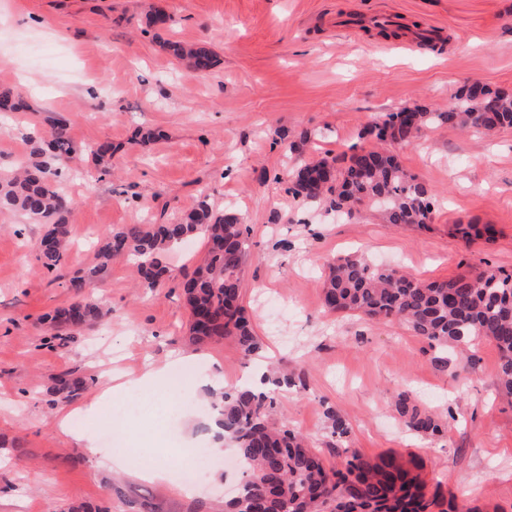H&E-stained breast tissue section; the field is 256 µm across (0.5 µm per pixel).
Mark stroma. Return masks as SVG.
Returning a JSON list of instances; mask_svg holds the SVG:
<instances>
[{
  "label": "stroma",
  "mask_w": 512,
  "mask_h": 512,
  "mask_svg": "<svg viewBox=\"0 0 512 512\" xmlns=\"http://www.w3.org/2000/svg\"><path fill=\"white\" fill-rule=\"evenodd\" d=\"M158 4L171 22L147 27ZM344 11L392 12L409 28L433 29L443 45L409 51L397 38L337 31ZM165 39L208 43L218 63L191 71L162 48ZM473 81L512 94V0H0V87L22 91L31 106L0 132V166L24 160L30 127L52 117L67 119L75 140L117 148L105 178L63 180L72 245L59 271L37 256L41 225L0 213V512H63L79 502L106 512H216L224 489L239 484V473L214 468L187 494L178 480L139 478L133 463L104 470L57 430L46 394L61 373L94 375L96 360L126 380L187 349L180 288L140 287L123 257L88 288L111 312L107 329L72 332L63 346L40 319L70 301L66 279L93 265L105 231L167 223L203 199L246 218L243 304L263 348L248 355L228 339L202 345L163 401L133 416L113 407L132 447L186 457L202 428L175 443L151 416L175 415L182 429L202 420L208 390L197 381L209 359L222 362L228 387L250 385L271 361L305 376L279 391L273 418L308 435L328 467L345 457L330 438L331 407L364 457L417 456L428 488L461 506L512 512V397L498 389L497 347H476L466 371L453 359L440 364L439 351L399 323L327 312L321 287L324 264L354 253L424 282L512 272V128L486 136L434 126L397 148L403 168L438 195L420 227L382 223L366 208L336 215L327 201L295 198L286 180L296 163L289 144L301 133L315 154L341 158L384 113L406 104L447 109ZM142 128L156 139L139 143ZM468 222L493 225V240L461 239L454 227ZM402 391L441 418L442 436L414 435L395 419L391 402Z\"/></svg>",
  "instance_id": "35a3bbf8"
}]
</instances>
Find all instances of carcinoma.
Returning a JSON list of instances; mask_svg holds the SVG:
<instances>
[{
    "mask_svg": "<svg viewBox=\"0 0 512 512\" xmlns=\"http://www.w3.org/2000/svg\"><path fill=\"white\" fill-rule=\"evenodd\" d=\"M162 47L197 73H206L217 63L212 49L203 43L164 40ZM454 99L444 111L402 106L385 114L358 135L361 140H375L376 145L353 147L340 166L326 157L302 160L287 173L288 192L305 203L326 198L332 210L348 215L360 207L373 208L385 224L429 223L434 194L403 169L385 144L410 146L435 124L482 132L512 128V97L475 82L462 86ZM27 111L29 105L21 94L0 89L1 114ZM28 140L31 147L21 169L0 175V211L19 212L43 225L35 248L44 266L54 271L62 265L71 236L70 202L57 177L72 164L108 175L113 149L108 142L83 149L74 140L69 121L61 118ZM456 231L468 239L488 241L495 234L490 224H458ZM197 236L204 237L206 254L181 281L191 315V343L230 338L244 352H258L261 343L241 299V274L250 248L247 225L237 214L214 210L205 199L166 224L109 229L89 274L78 271L68 279L66 288L73 300L54 311L49 331L60 336L99 323L103 306L85 296V288L89 277L104 273L112 259L130 258L142 285L159 288L174 279L164 256ZM322 294L324 307L331 312L376 322L396 320L434 347L494 343L500 353L499 386L512 396V273L482 269L450 281L424 283L356 254L327 264ZM88 384L85 377L61 374L49 388L50 404L73 403ZM211 396L217 424L233 443L245 476L236 498L224 503V512H433L435 508L458 512V505L439 491L427 496L419 477L396 454L366 459L351 450L344 468H327L308 438L271 422L274 397L267 393L223 387L211 391ZM393 411L422 437L443 433L441 422L406 392L397 395ZM326 415L331 437L348 444L350 427L344 417L333 408Z\"/></svg>",
    "mask_w": 512,
    "mask_h": 512,
    "instance_id": "1",
    "label": "carcinoma"
}]
</instances>
